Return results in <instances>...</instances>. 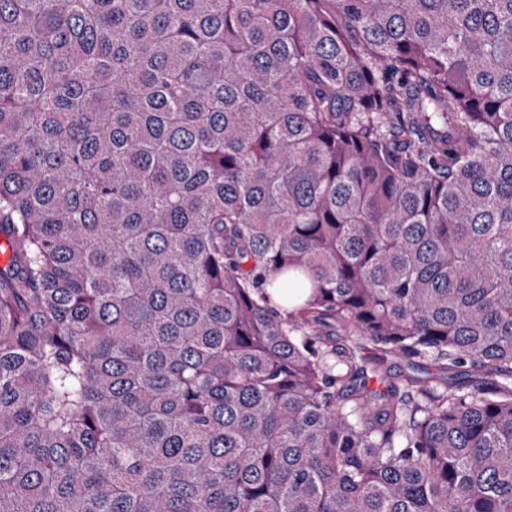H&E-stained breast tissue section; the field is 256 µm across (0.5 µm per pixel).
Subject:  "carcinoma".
<instances>
[{
  "instance_id": "obj_1",
  "label": "carcinoma",
  "mask_w": 512,
  "mask_h": 512,
  "mask_svg": "<svg viewBox=\"0 0 512 512\" xmlns=\"http://www.w3.org/2000/svg\"><path fill=\"white\" fill-rule=\"evenodd\" d=\"M0 233V512H512V0H0ZM323 334L339 347L344 345L354 348L364 360L370 361L372 358H382L384 360L382 374L379 376L369 374L362 382L365 391L377 398L387 394L391 385L397 384L408 377L428 384L449 385L458 388H468L479 382L491 385L502 380L492 372L469 364L460 367H448L442 362L431 359L412 358L397 352H391L388 349L374 345L368 340L349 341L346 339V332L343 327L333 318L326 320Z\"/></svg>"
}]
</instances>
